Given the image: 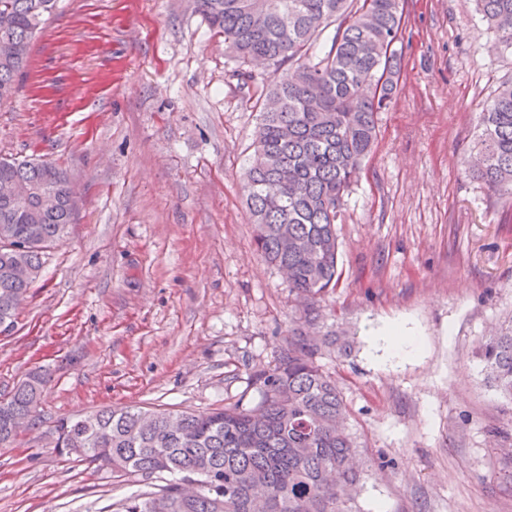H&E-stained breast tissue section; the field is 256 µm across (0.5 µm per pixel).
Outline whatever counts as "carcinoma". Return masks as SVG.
<instances>
[{
  "instance_id": "carcinoma-1",
  "label": "carcinoma",
  "mask_w": 512,
  "mask_h": 512,
  "mask_svg": "<svg viewBox=\"0 0 512 512\" xmlns=\"http://www.w3.org/2000/svg\"><path fill=\"white\" fill-rule=\"evenodd\" d=\"M500 45L512 51V0H477ZM56 0H0V102L16 92L32 39ZM210 28L224 36L236 61L288 64L279 80L256 87L260 112L255 151L245 171L254 243L270 264L292 272V288L308 300L336 286V224L344 196L377 137L378 112L394 99L401 66L390 43L405 25L404 0H194ZM333 29L329 49L321 36ZM471 174L512 199V82L479 116ZM29 190L25 200L0 198V327L14 326L15 299L34 280L1 272L22 264L39 276L47 249L73 223L67 173L50 163L0 157V184ZM52 193L56 209L40 207ZM304 335L288 340L276 363L255 375L253 409L202 413L125 407L100 409L56 425L55 450L114 473L159 478L157 490L131 496L120 512H252L270 497L269 512H351L360 480L352 438L342 427L345 404L336 383L313 362ZM479 357L488 382L512 400V324L486 338ZM50 383L33 372L0 399V445L12 442L16 418L35 423ZM201 483L182 497L180 479Z\"/></svg>"
}]
</instances>
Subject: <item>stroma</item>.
Segmentation results:
<instances>
[{"label":"stroma","mask_w":512,"mask_h":512,"mask_svg":"<svg viewBox=\"0 0 512 512\" xmlns=\"http://www.w3.org/2000/svg\"><path fill=\"white\" fill-rule=\"evenodd\" d=\"M399 91L311 303L254 246L257 112L192 0H58L0 105V157L67 170L76 213L0 332V396L37 368V425L0 447V512H116L156 480L58 455L59 419L252 408L292 331L323 347L357 446L354 512H512V401L476 351L512 320V200L465 169L512 53L476 0H405ZM419 342L392 356L390 326Z\"/></svg>","instance_id":"stroma-1"}]
</instances>
